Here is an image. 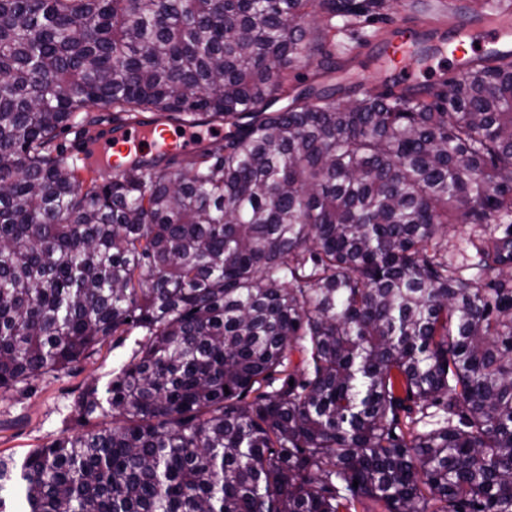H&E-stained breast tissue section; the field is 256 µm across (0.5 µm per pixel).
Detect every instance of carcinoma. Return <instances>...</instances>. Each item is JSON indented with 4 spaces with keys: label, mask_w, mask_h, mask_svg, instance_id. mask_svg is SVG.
<instances>
[{
    "label": "carcinoma",
    "mask_w": 512,
    "mask_h": 512,
    "mask_svg": "<svg viewBox=\"0 0 512 512\" xmlns=\"http://www.w3.org/2000/svg\"><path fill=\"white\" fill-rule=\"evenodd\" d=\"M386 3L0 0V393L141 336L0 512H512V238L440 244L512 224V52L288 83ZM94 107L224 137L101 183L54 144ZM509 224H485L482 226L468 225L448 228V260L460 268L461 274L465 278L472 277L477 270L471 269L470 264L477 261L475 250L471 246L470 240L478 244L481 240L489 237L492 233L498 238L506 236L507 232H512V228L507 229Z\"/></svg>",
    "instance_id": "carcinoma-1"
}]
</instances>
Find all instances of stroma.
I'll return each mask as SVG.
<instances>
[{
    "label": "stroma",
    "instance_id": "35a3bbf8",
    "mask_svg": "<svg viewBox=\"0 0 512 512\" xmlns=\"http://www.w3.org/2000/svg\"><path fill=\"white\" fill-rule=\"evenodd\" d=\"M448 12V0H395L392 9L375 20L357 26L345 27L336 34L337 45H350L371 35L395 18H428ZM111 113H104L103 121L90 131L72 126L59 131L56 143L69 155L85 158L94 156L100 133L112 127ZM506 225H468L449 229L448 259L459 267L463 277H472L476 260L473 245L488 236L505 237ZM135 336H127L116 346H107L96 355L80 363L75 369L45 375L30 388L20 389L0 397V453L22 458L30 449L41 447L72 428L71 411L81 389L89 383L106 386L112 372L128 361L135 347Z\"/></svg>",
    "mask_w": 512,
    "mask_h": 512
}]
</instances>
